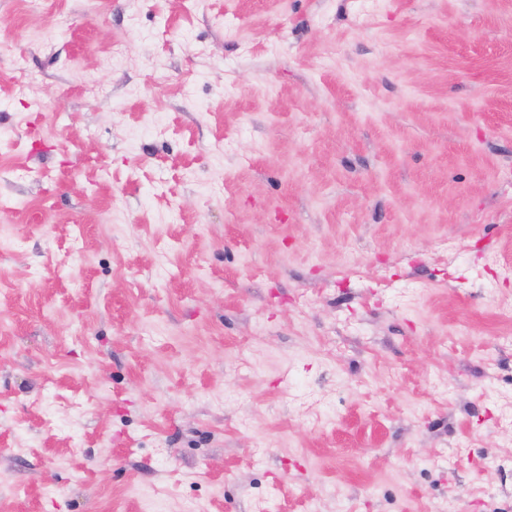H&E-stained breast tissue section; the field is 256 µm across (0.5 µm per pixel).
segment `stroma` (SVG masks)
<instances>
[{
  "label": "stroma",
  "mask_w": 512,
  "mask_h": 512,
  "mask_svg": "<svg viewBox=\"0 0 512 512\" xmlns=\"http://www.w3.org/2000/svg\"><path fill=\"white\" fill-rule=\"evenodd\" d=\"M1 41L0 512H512V0Z\"/></svg>",
  "instance_id": "35a3bbf8"
}]
</instances>
